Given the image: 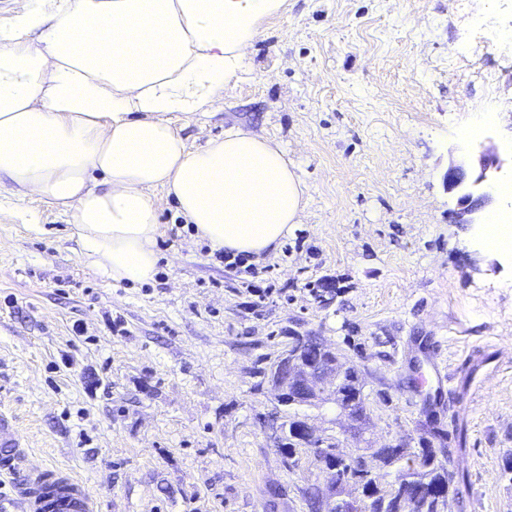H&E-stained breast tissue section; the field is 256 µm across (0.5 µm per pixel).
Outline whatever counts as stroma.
Here are the masks:
<instances>
[{
	"label": "stroma",
	"mask_w": 512,
	"mask_h": 512,
	"mask_svg": "<svg viewBox=\"0 0 512 512\" xmlns=\"http://www.w3.org/2000/svg\"><path fill=\"white\" fill-rule=\"evenodd\" d=\"M510 42L512 0H286L181 131L195 148L230 127L268 136L305 185L300 224L246 258L252 277L157 191L154 281L104 278L62 209L16 207L1 180L0 408L28 445L5 492L51 466L102 512H310L325 475L312 447L282 451L296 417L349 453L447 448L467 476L448 512H512V256L475 245L445 183L475 104L492 112L479 140L512 157ZM292 328L360 371L361 424L330 401L278 404L263 371Z\"/></svg>",
	"instance_id": "stroma-1"
}]
</instances>
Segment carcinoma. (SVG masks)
<instances>
[{"label":"carcinoma","mask_w":512,"mask_h":512,"mask_svg":"<svg viewBox=\"0 0 512 512\" xmlns=\"http://www.w3.org/2000/svg\"><path fill=\"white\" fill-rule=\"evenodd\" d=\"M375 455L383 467L397 468L398 475L389 486L374 487L362 499L360 512H396L400 501L409 504L410 512H446L445 502L466 484L465 473L446 469L424 448L400 458L390 448H379Z\"/></svg>","instance_id":"obj_1"}]
</instances>
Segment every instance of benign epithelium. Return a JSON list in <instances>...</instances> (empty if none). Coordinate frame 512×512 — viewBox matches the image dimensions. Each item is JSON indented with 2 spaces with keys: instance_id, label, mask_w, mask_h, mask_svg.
<instances>
[{
  "instance_id": "7a95c632",
  "label": "benign epithelium",
  "mask_w": 512,
  "mask_h": 512,
  "mask_svg": "<svg viewBox=\"0 0 512 512\" xmlns=\"http://www.w3.org/2000/svg\"><path fill=\"white\" fill-rule=\"evenodd\" d=\"M472 163L465 167L452 164L446 175L449 190L459 193L457 200L456 223L482 224L496 201L494 191L499 174L506 165L491 147L478 144L471 153ZM287 349L272 365L269 383L277 392L278 400L284 405L293 404V393L302 390L305 401H333L340 413L353 419L363 414L364 399L360 381L349 382L344 379L342 357L336 349L328 347L331 360L312 366L303 358V345L307 336L292 330ZM327 483L320 493L318 512H349L352 502L360 499L362 493L357 484L350 479L336 480V467L326 469Z\"/></svg>"
}]
</instances>
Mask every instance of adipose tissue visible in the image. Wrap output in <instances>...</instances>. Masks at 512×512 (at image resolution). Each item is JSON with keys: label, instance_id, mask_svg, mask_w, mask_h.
Masks as SVG:
<instances>
[{"label": "adipose tissue", "instance_id": "obj_1", "mask_svg": "<svg viewBox=\"0 0 512 512\" xmlns=\"http://www.w3.org/2000/svg\"><path fill=\"white\" fill-rule=\"evenodd\" d=\"M285 0H14L0 23V178L18 201L64 208L103 277L154 280L153 191L196 238L276 251L303 183L273 139L232 127L200 148L178 124L224 98Z\"/></svg>", "mask_w": 512, "mask_h": 512}]
</instances>
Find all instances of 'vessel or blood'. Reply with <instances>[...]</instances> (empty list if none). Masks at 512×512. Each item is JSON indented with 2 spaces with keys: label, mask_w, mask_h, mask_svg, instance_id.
I'll return each instance as SVG.
<instances>
[{
  "label": "vessel or blood",
  "mask_w": 512,
  "mask_h": 512,
  "mask_svg": "<svg viewBox=\"0 0 512 512\" xmlns=\"http://www.w3.org/2000/svg\"><path fill=\"white\" fill-rule=\"evenodd\" d=\"M26 443L10 413L0 412V475L10 476L26 460ZM14 512H97L98 505L86 487L77 480L46 468L33 472L28 486L17 491L10 502L0 501Z\"/></svg>",
  "instance_id": "1"
}]
</instances>
